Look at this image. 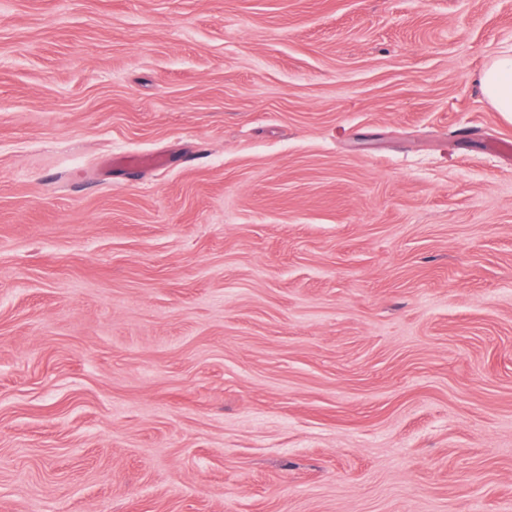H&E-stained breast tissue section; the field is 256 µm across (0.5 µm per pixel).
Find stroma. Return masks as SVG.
I'll use <instances>...</instances> for the list:
<instances>
[{
    "instance_id": "obj_1",
    "label": "stroma",
    "mask_w": 512,
    "mask_h": 512,
    "mask_svg": "<svg viewBox=\"0 0 512 512\" xmlns=\"http://www.w3.org/2000/svg\"><path fill=\"white\" fill-rule=\"evenodd\" d=\"M509 46L512 0H0V512H512ZM477 82L495 111L512 121V48L497 52L479 73Z\"/></svg>"
}]
</instances>
